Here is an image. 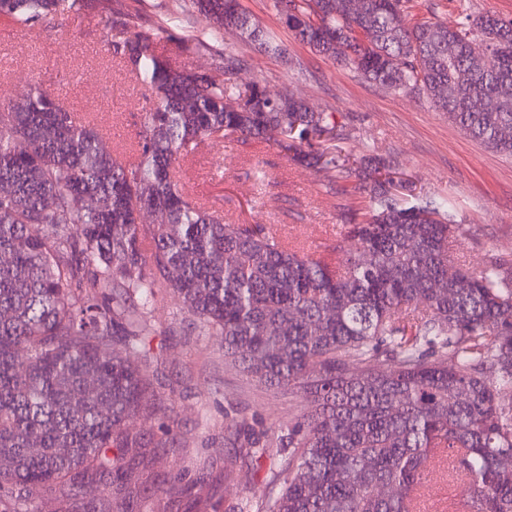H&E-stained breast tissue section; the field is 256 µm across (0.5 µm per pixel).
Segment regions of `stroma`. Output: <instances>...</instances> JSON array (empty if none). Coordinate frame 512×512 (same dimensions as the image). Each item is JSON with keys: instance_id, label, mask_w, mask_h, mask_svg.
<instances>
[{"instance_id": "stroma-1", "label": "stroma", "mask_w": 512, "mask_h": 512, "mask_svg": "<svg viewBox=\"0 0 512 512\" xmlns=\"http://www.w3.org/2000/svg\"><path fill=\"white\" fill-rule=\"evenodd\" d=\"M413 15L449 24L463 14L488 11L512 21V0H413ZM252 18L274 30L285 57L258 52L240 33L209 40L188 58L196 68L219 66L225 45L245 61L238 84L256 83L272 96L303 98L316 111L335 113L344 124L346 152L379 153L424 192L448 198L459 226L458 250L467 267L512 261V156L496 152L435 111L422 92L395 94L367 82L349 67L315 53L282 25L270 0H240ZM112 16L97 11L27 29L0 16V96L15 97L42 83L64 99L69 111L94 120L113 150L133 141L140 124L142 91L108 50ZM268 174L264 186L250 176L254 165ZM180 176L195 200L219 211L229 224H271L279 235L308 251L354 243L341 233V216L364 208L346 187L326 194L319 176L293 165L278 147L261 140L202 144ZM158 358L160 412L139 416L131 429L176 443L144 464L152 472L151 495L160 512H233L271 478L269 460L250 459L229 445V419L255 429L287 424L299 400L267 390L224 363L222 337L203 334L172 291L160 294L149 314ZM208 479L197 483L198 470Z\"/></svg>"}]
</instances>
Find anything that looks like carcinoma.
<instances>
[{
  "mask_svg": "<svg viewBox=\"0 0 512 512\" xmlns=\"http://www.w3.org/2000/svg\"><path fill=\"white\" fill-rule=\"evenodd\" d=\"M140 2L112 13L110 41L144 90L130 155L106 149L99 127L41 83L0 103V512L77 497L95 478L106 497L88 512H110L112 485L148 484L133 462L151 441L128 423L149 414L147 314L162 288L224 337L225 361L306 402L270 428L274 452L247 420L232 422L240 451L274 457L271 480L237 512H417L415 491L450 472L470 491L467 512H512V267L467 268L448 199L394 181L377 154H346L336 113L231 82L243 63L232 47L213 69L171 58L168 43L187 57L206 43L141 23ZM363 2L358 16L349 0L272 5L311 50L389 91L424 92L512 156V22L487 12L466 27H401L410 0ZM100 5L0 0V16L32 28ZM180 8L209 18L213 39L235 30L285 52L239 0ZM226 139L273 140L331 194L363 173L368 204L344 216L358 247L308 253L271 224H226L192 202L180 162Z\"/></svg>",
  "mask_w": 512,
  "mask_h": 512,
  "instance_id": "cac0c4a2",
  "label": "carcinoma"
}]
</instances>
